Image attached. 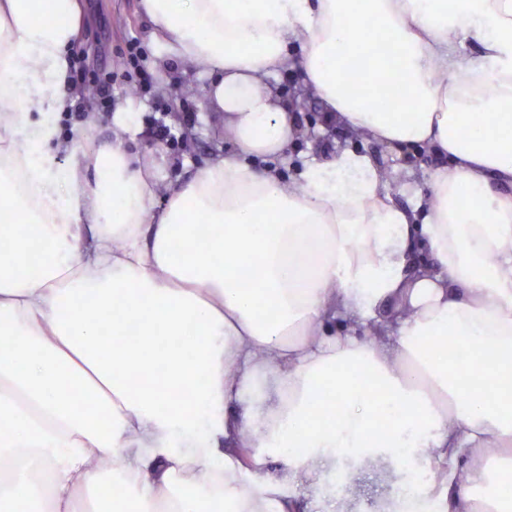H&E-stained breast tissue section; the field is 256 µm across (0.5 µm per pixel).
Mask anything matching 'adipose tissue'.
Wrapping results in <instances>:
<instances>
[{"label":"adipose tissue","mask_w":512,"mask_h":512,"mask_svg":"<svg viewBox=\"0 0 512 512\" xmlns=\"http://www.w3.org/2000/svg\"><path fill=\"white\" fill-rule=\"evenodd\" d=\"M139 7L234 145L184 179L142 165L130 111L111 147L64 138L79 0H0V510L288 512L300 474L349 457L411 477L385 512H512V0ZM288 69L325 123L447 158L427 200L399 204L365 149L255 169L306 135L268 84Z\"/></svg>","instance_id":"adipose-tissue-1"}]
</instances>
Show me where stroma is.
Returning a JSON list of instances; mask_svg holds the SVG:
<instances>
[{"instance_id":"1","label":"stroma","mask_w":512,"mask_h":512,"mask_svg":"<svg viewBox=\"0 0 512 512\" xmlns=\"http://www.w3.org/2000/svg\"><path fill=\"white\" fill-rule=\"evenodd\" d=\"M82 6L87 23L76 50L91 53V72L108 78L109 83L106 95L93 103L95 116H87L81 105L69 113L64 122L66 137L94 147L111 144L116 136L111 115L123 109L133 95L140 104L135 114L142 128L138 150L149 162L162 156L170 159L168 176L183 174L182 156L199 161L227 149L222 112H200L191 101L180 114H172L168 95L157 90L161 82L170 86L203 85L201 75L183 73L177 64L168 61L156 70L127 76L128 42L137 41L144 48L149 45V23L139 10L138 0H83ZM320 110V104L313 99L300 108L301 119L310 120L311 125L306 140L291 148L285 177H292L302 161L330 158L337 149L351 144L352 138L345 128L332 125L323 129L315 125ZM164 124L171 130L172 141L160 140L155 134L157 126ZM394 490V476L388 464L344 458L338 461L336 479L325 486L324 493L337 504L351 505L353 512H382Z\"/></svg>"}]
</instances>
